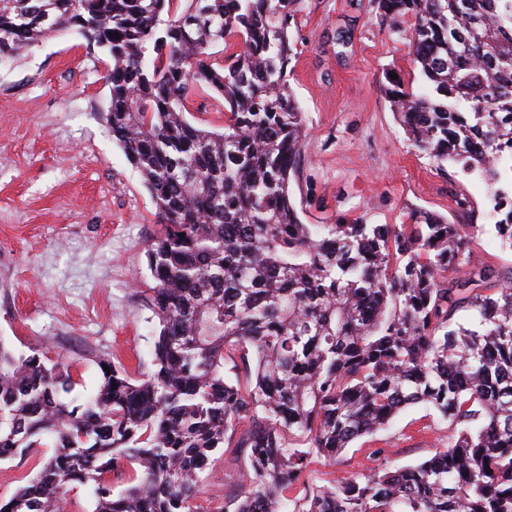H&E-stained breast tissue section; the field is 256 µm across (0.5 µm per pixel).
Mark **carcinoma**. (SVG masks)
<instances>
[{"label":"carcinoma","instance_id":"1","mask_svg":"<svg viewBox=\"0 0 512 512\" xmlns=\"http://www.w3.org/2000/svg\"><path fill=\"white\" fill-rule=\"evenodd\" d=\"M302 2L0 0L1 60L67 30L106 51L105 120L161 225L141 378L101 359L97 393L65 401L70 365L0 340V460L35 470L0 512H67L80 487L91 512H512V275L470 251L479 225L431 210L302 221L307 127L288 83ZM373 8L413 20L426 92L387 89L412 145L508 204L495 230L512 250V0ZM209 110L221 128L188 119ZM417 404L458 433L436 456L294 493L313 459ZM217 454L245 460L247 490L214 508L199 486Z\"/></svg>","mask_w":512,"mask_h":512}]
</instances>
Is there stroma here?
Instances as JSON below:
<instances>
[{
	"instance_id": "obj_1",
	"label": "stroma",
	"mask_w": 512,
	"mask_h": 512,
	"mask_svg": "<svg viewBox=\"0 0 512 512\" xmlns=\"http://www.w3.org/2000/svg\"><path fill=\"white\" fill-rule=\"evenodd\" d=\"M341 26L353 32L344 62L334 45ZM390 27L370 0H303L288 78L308 127L296 189L303 221L405 224L411 210L429 209L481 225L475 255L512 272V250L487 221L492 203L483 179L438 169L391 110L386 73L417 94L422 82ZM108 63L104 50L73 32L0 61V339L16 354L35 348L50 362L71 364L81 399L98 390L100 357L134 376L148 371L157 322L144 302L152 284L144 251L158 226L140 173L104 120ZM455 193L468 200V213L453 206ZM451 435L433 409L413 405L336 462L310 464L300 484L321 487L372 461L414 465Z\"/></svg>"
}]
</instances>
